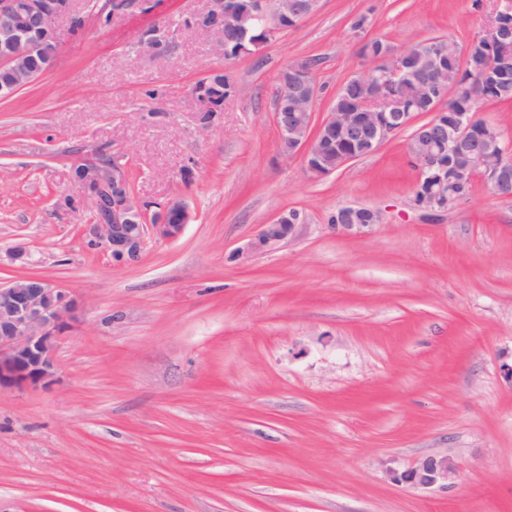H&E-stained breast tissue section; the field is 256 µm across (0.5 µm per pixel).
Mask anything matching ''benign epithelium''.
Instances as JSON below:
<instances>
[{
  "label": "benign epithelium",
  "mask_w": 512,
  "mask_h": 512,
  "mask_svg": "<svg viewBox=\"0 0 512 512\" xmlns=\"http://www.w3.org/2000/svg\"><path fill=\"white\" fill-rule=\"evenodd\" d=\"M236 0H206L205 7L188 19L187 28L204 34L225 51L224 31L242 27ZM319 0H308V10L300 11L296 0H254V12L274 31L291 20H301L312 13ZM154 0H108L100 12L139 10L150 13ZM76 14L72 0H0V37L9 47L0 62L32 80L35 73L28 68L33 45L26 39L21 19L42 27L45 37L57 42V24L71 21ZM502 22L492 14L484 24L480 39L492 45L501 36ZM495 66L489 61L486 69L462 77L438 69L432 77L419 84L422 96L441 106L459 96L477 95L481 85ZM289 78H279L274 122L279 131V149L301 158L308 173L325 177L335 169L313 164L314 159L335 155L336 141L366 142L372 148L345 153L337 167L376 151L393 134L412 128L407 154L420 173L413 194L414 206L429 212L445 211L467 198L466 185L479 179L487 190L498 195L512 194V158L492 155L474 144L473 121L466 112L452 116L449 122L436 119L414 124L415 113L408 112L400 99L383 93L374 78L360 82V105L370 112H338L331 108L318 123L314 107L318 99L317 84L301 65L289 64ZM199 110L212 116L200 122L209 129L219 118L222 104L198 99ZM74 182L81 195L78 205L92 214L90 243L107 251L116 265L137 263L148 239L173 241L180 237L192 215L188 206L173 198L158 205L152 215L148 207L128 185V169L122 158L114 156L107 163L99 156L82 160L73 169ZM333 230L360 234L381 222L380 211L357 205H345L333 213ZM300 219L288 210L259 226L257 233L231 255L235 261L246 262L253 256L270 251L296 237ZM79 309L70 292L40 278L16 279L0 287V391L48 386L54 381L53 348L59 336L69 327ZM387 478L395 485H408L424 491L447 489L458 475V465L446 454L428 455L411 466L386 469Z\"/></svg>",
  "instance_id": "benign-epithelium-1"
}]
</instances>
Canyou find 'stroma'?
<instances>
[{
	"label": "stroma",
	"instance_id": "35a3bbf8",
	"mask_svg": "<svg viewBox=\"0 0 512 512\" xmlns=\"http://www.w3.org/2000/svg\"><path fill=\"white\" fill-rule=\"evenodd\" d=\"M205 3L105 23L76 0L83 31L59 23L50 68L0 99V286L38 276L85 307L56 343L55 384L0 393V512H512V195L478 182L447 211L417 209L405 130L316 178L273 121L291 62L314 60L320 119L364 41L464 46L496 0H320L230 60L184 25ZM164 25L171 51L142 53L137 34ZM219 68L237 93L202 131L192 87ZM99 152L124 156L140 199L192 213L132 266L62 203ZM346 204L380 224L327 228ZM284 209L300 234L232 261ZM432 453L456 460L452 488L386 478Z\"/></svg>",
	"mask_w": 512,
	"mask_h": 512
}]
</instances>
